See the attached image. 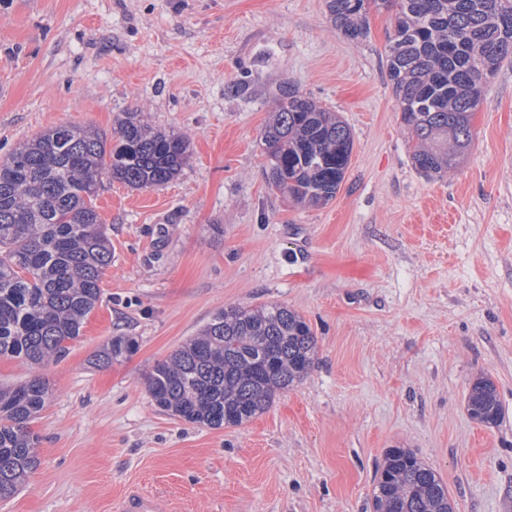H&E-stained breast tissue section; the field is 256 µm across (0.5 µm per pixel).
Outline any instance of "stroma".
I'll use <instances>...</instances> for the list:
<instances>
[{
    "mask_svg": "<svg viewBox=\"0 0 512 512\" xmlns=\"http://www.w3.org/2000/svg\"><path fill=\"white\" fill-rule=\"evenodd\" d=\"M352 43L325 0H0V159L75 123L113 136L122 113L183 134L168 184L104 181L102 299L62 358L0 359V385L39 373L40 465L0 512H371L384 453L409 448L457 512H512V62L482 93L465 161L411 164L385 71L394 19ZM349 125L335 198L272 189L259 134L285 86ZM278 303L318 341L310 375L249 422L209 429L160 412L144 376L216 311ZM115 336L134 352L94 368ZM494 380L498 426L466 411ZM120 512H161L160 503L148 496L130 494L121 503Z\"/></svg>",
    "mask_w": 512,
    "mask_h": 512,
    "instance_id": "35a3bbf8",
    "label": "stroma"
}]
</instances>
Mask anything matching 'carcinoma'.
<instances>
[{
  "label": "carcinoma",
  "mask_w": 512,
  "mask_h": 512,
  "mask_svg": "<svg viewBox=\"0 0 512 512\" xmlns=\"http://www.w3.org/2000/svg\"><path fill=\"white\" fill-rule=\"evenodd\" d=\"M332 24L351 42L368 35L370 7L393 14L386 75L411 160L425 178L443 177L466 156L484 87L512 57V0H326ZM116 144L94 127L64 124L19 144L0 161V359L40 366L80 336L101 298L112 242L95 205L102 180L132 189L169 183L189 159L184 137L127 112ZM268 184L300 206L336 197L354 148L336 112L285 88L261 132ZM135 342L115 336L91 357L107 366ZM317 339L295 310L270 303L214 313L200 332L145 375L155 406L186 422L223 429L263 413L276 394L315 366ZM50 395L33 376L0 387V499L16 494L37 468L31 423ZM471 419L497 425L502 406L492 378L469 386ZM372 512H456L439 473L409 448L386 451Z\"/></svg>",
  "instance_id": "1"
}]
</instances>
